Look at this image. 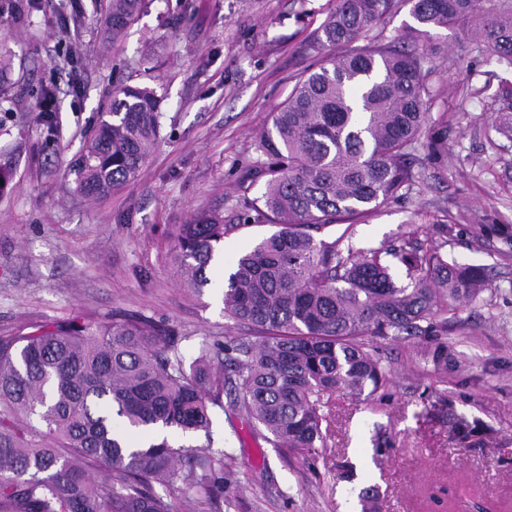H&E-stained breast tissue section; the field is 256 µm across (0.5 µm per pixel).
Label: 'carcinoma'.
<instances>
[{
  "mask_svg": "<svg viewBox=\"0 0 512 512\" xmlns=\"http://www.w3.org/2000/svg\"><path fill=\"white\" fill-rule=\"evenodd\" d=\"M146 3L109 0L106 41L124 39ZM401 5L412 23L393 41L350 49ZM450 36L512 64V0H334L312 40L329 54L272 112L258 145L265 161L243 173L265 180L261 196L178 226L172 262L198 294L225 239L278 227L236 259L224 288L225 316L253 335L227 336L222 349L204 339L191 358L189 337L142 315H76L0 335V512H173L174 489L212 499L234 458L175 446L168 432L208 438L218 407L276 447L316 455L331 431L321 394L390 382L369 338L448 335V312L488 290L484 268L448 262L416 231L378 249L347 240L408 193L416 168L447 162L448 117L428 125L424 65ZM41 94L50 128L53 91ZM160 105L147 86L113 88L74 169L78 195L106 196L137 177L159 138ZM336 225L343 233L327 237ZM453 434L475 446L488 429L461 416Z\"/></svg>",
  "mask_w": 512,
  "mask_h": 512,
  "instance_id": "obj_1",
  "label": "carcinoma"
}]
</instances>
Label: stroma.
<instances>
[{
    "label": "stroma",
    "mask_w": 512,
    "mask_h": 512,
    "mask_svg": "<svg viewBox=\"0 0 512 512\" xmlns=\"http://www.w3.org/2000/svg\"><path fill=\"white\" fill-rule=\"evenodd\" d=\"M107 0H33L19 32L13 76L0 87V333L75 314H143L215 344L247 327L224 315V276L272 226L227 238L197 294L171 261L174 231L192 215L240 210L264 190L241 189L260 159L269 114L317 62L309 35L330 0H150L121 44L104 46ZM430 121L447 117L448 166L420 169L407 198L356 228L359 248H377L410 224L454 222L435 243L460 265L485 268L491 288L448 319V361L427 337L371 339L391 374L373 395H324L331 436L304 457L213 414L212 443L235 458L219 505L170 497L175 512H363L375 487L380 512H512V250L471 246L476 224L512 226V65L449 44L431 62ZM149 86L162 99L160 141L136 180L101 199L73 195L86 134L114 85ZM55 90L56 129L40 122L39 90ZM491 429L466 447L449 414ZM385 433L390 447L374 445Z\"/></svg>",
    "instance_id": "stroma-1"
}]
</instances>
